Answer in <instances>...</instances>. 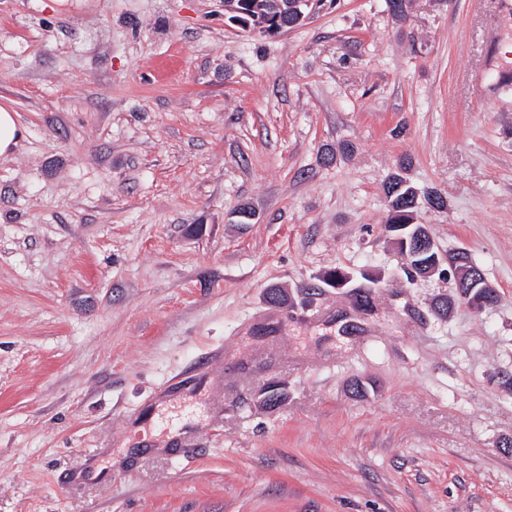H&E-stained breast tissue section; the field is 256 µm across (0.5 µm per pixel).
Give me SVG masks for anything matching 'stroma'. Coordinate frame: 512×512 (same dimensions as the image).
<instances>
[{
  "label": "stroma",
  "mask_w": 512,
  "mask_h": 512,
  "mask_svg": "<svg viewBox=\"0 0 512 512\" xmlns=\"http://www.w3.org/2000/svg\"><path fill=\"white\" fill-rule=\"evenodd\" d=\"M503 70L512 0H322L274 35L224 0H0L25 130L0 157V512H512ZM395 175L443 197L417 221L495 305L432 315L454 279L403 275ZM336 268L383 276L369 312Z\"/></svg>",
  "instance_id": "stroma-1"
}]
</instances>
